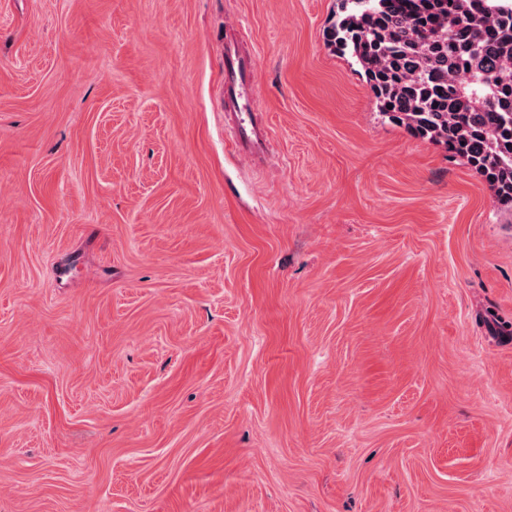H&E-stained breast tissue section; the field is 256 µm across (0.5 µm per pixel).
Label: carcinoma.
<instances>
[{
    "instance_id": "obj_1",
    "label": "carcinoma",
    "mask_w": 512,
    "mask_h": 512,
    "mask_svg": "<svg viewBox=\"0 0 512 512\" xmlns=\"http://www.w3.org/2000/svg\"><path fill=\"white\" fill-rule=\"evenodd\" d=\"M326 41L361 68L382 117L512 208V0H342Z\"/></svg>"
}]
</instances>
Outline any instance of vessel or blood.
Instances as JSON below:
<instances>
[{
    "label": "vessel or blood",
    "instance_id": "b4317fda",
    "mask_svg": "<svg viewBox=\"0 0 512 512\" xmlns=\"http://www.w3.org/2000/svg\"><path fill=\"white\" fill-rule=\"evenodd\" d=\"M256 66L254 54L242 52L235 44L225 45L224 94L234 102L225 122L239 150L248 155L266 150L269 139L267 128L252 119Z\"/></svg>",
    "mask_w": 512,
    "mask_h": 512
}]
</instances>
